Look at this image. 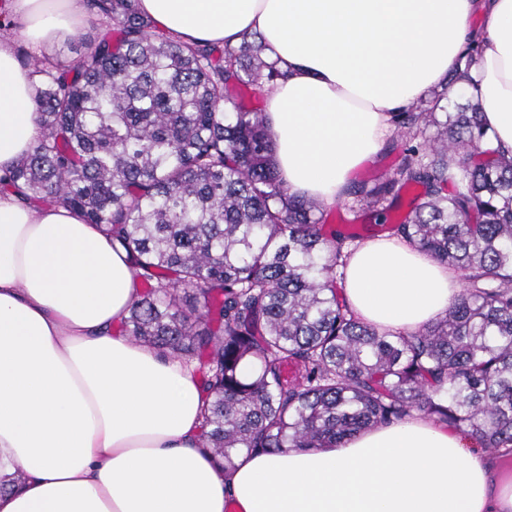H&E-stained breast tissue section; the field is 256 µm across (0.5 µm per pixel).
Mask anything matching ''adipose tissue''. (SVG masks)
I'll return each instance as SVG.
<instances>
[{
  "label": "adipose tissue",
  "mask_w": 512,
  "mask_h": 512,
  "mask_svg": "<svg viewBox=\"0 0 512 512\" xmlns=\"http://www.w3.org/2000/svg\"><path fill=\"white\" fill-rule=\"evenodd\" d=\"M186 43L258 34L284 76L266 97L273 163L291 193L324 204L381 150L391 113L441 87L477 91L492 143L512 152V0H138ZM0 175L41 134L22 44L51 49L87 0H0ZM485 20L470 79L448 73ZM458 271L399 239L350 257L355 314L412 334L444 316ZM139 295L127 253L99 225L0 194V512H512L503 456L414 416L335 448L243 454L220 467L198 439L193 368L113 330Z\"/></svg>",
  "instance_id": "obj_1"
}]
</instances>
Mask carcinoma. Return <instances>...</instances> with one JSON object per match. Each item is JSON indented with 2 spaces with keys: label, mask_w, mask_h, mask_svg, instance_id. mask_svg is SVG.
<instances>
[{
  "label": "carcinoma",
  "mask_w": 512,
  "mask_h": 512,
  "mask_svg": "<svg viewBox=\"0 0 512 512\" xmlns=\"http://www.w3.org/2000/svg\"><path fill=\"white\" fill-rule=\"evenodd\" d=\"M90 6L105 33L76 60L27 62L41 137L0 193L76 211L127 251L141 292L117 329L198 363L200 438L224 469L413 415L511 449L512 155L491 146L479 97L443 121L422 103L392 113L400 159L346 191L466 283L443 318L393 333L338 287L364 235L289 192L264 112L243 103L284 77L260 42L184 43L136 0ZM478 57L474 40L449 82Z\"/></svg>",
  "instance_id": "cac0c4a2"
}]
</instances>
